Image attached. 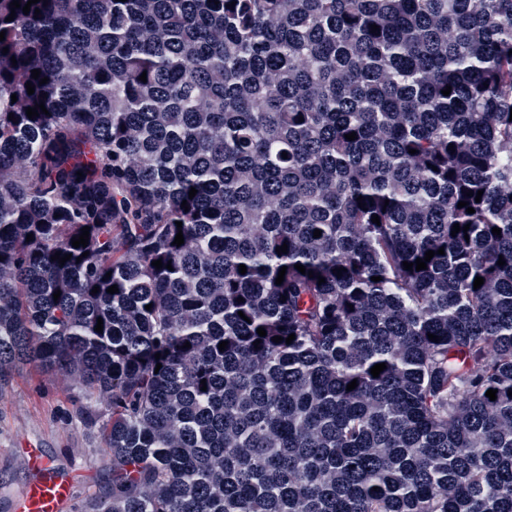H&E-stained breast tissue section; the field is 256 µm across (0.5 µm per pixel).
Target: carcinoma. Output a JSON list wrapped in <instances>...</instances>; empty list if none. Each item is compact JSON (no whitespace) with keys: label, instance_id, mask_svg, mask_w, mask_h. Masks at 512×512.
Segmentation results:
<instances>
[{"label":"carcinoma","instance_id":"carcinoma-1","mask_svg":"<svg viewBox=\"0 0 512 512\" xmlns=\"http://www.w3.org/2000/svg\"><path fill=\"white\" fill-rule=\"evenodd\" d=\"M11 2L0 390L83 391L80 512H512V0Z\"/></svg>","mask_w":512,"mask_h":512}]
</instances>
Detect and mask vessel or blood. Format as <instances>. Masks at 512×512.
Segmentation results:
<instances>
[{"mask_svg":"<svg viewBox=\"0 0 512 512\" xmlns=\"http://www.w3.org/2000/svg\"><path fill=\"white\" fill-rule=\"evenodd\" d=\"M26 463L35 478L14 500L13 512H65L72 497L69 476L37 448L28 449Z\"/></svg>","mask_w":512,"mask_h":512,"instance_id":"vessel-or-blood-1","label":"vessel or blood"}]
</instances>
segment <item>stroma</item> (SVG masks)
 <instances>
[{
    "label": "stroma",
    "mask_w": 512,
    "mask_h": 512,
    "mask_svg": "<svg viewBox=\"0 0 512 512\" xmlns=\"http://www.w3.org/2000/svg\"><path fill=\"white\" fill-rule=\"evenodd\" d=\"M78 384L61 373L17 366L0 390V512H12L13 500L32 482L27 449H40L73 481L67 512H80L90 496L102 493L111 474L97 428L79 415Z\"/></svg>",
    "instance_id": "1"
}]
</instances>
